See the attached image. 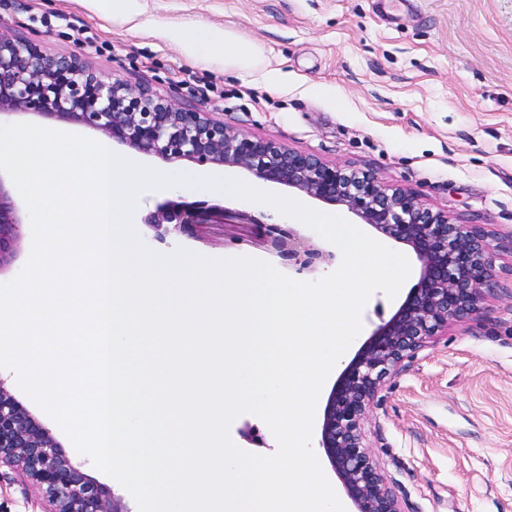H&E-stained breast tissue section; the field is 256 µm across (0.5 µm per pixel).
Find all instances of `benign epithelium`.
<instances>
[{"instance_id":"obj_1","label":"benign epithelium","mask_w":512,"mask_h":512,"mask_svg":"<svg viewBox=\"0 0 512 512\" xmlns=\"http://www.w3.org/2000/svg\"><path fill=\"white\" fill-rule=\"evenodd\" d=\"M33 114L98 132L131 151L168 163L232 166L307 197L343 206L363 224L410 247L419 279L398 310L361 344L331 389L322 415L319 447L341 482L353 512H404L379 462L364 440V425L384 383L406 359L448 328L477 320L487 295L512 266V238L496 244L478 224H454L418 198L389 189L372 173L331 167L316 157L270 140L252 139L206 112L175 108L148 89L129 90L106 80L75 55L48 54L21 37L0 35V120ZM226 208L206 200H167L143 223L164 241L190 225L222 224ZM264 242L298 275L335 262L336 253L293 226L269 224L241 212ZM25 213L0 172V271L13 260ZM0 480L15 474L40 493L45 512H128L89 479L82 463L60 449L0 380Z\"/></svg>"}]
</instances>
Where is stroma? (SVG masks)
Listing matches in <instances>:
<instances>
[{"instance_id":"obj_1","label":"stroma","mask_w":512,"mask_h":512,"mask_svg":"<svg viewBox=\"0 0 512 512\" xmlns=\"http://www.w3.org/2000/svg\"><path fill=\"white\" fill-rule=\"evenodd\" d=\"M133 16L96 0H0V34L147 88L245 135L331 166L377 173L458 224L512 237V0H138ZM225 32L201 63L171 30ZM258 51L259 66L225 56ZM284 73L270 85L268 74ZM169 196L148 191L133 218L153 251L288 264L245 224H202L161 244L141 219ZM11 394L69 456L51 416L0 370ZM365 442L407 512H512V276L501 275L482 318L448 333L388 380ZM229 436L269 454L277 442L250 413Z\"/></svg>"}]
</instances>
